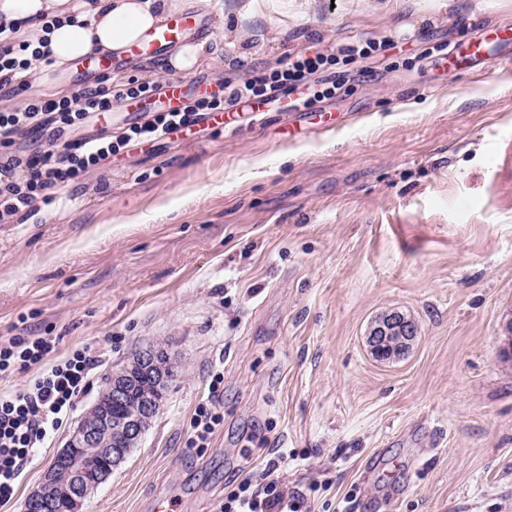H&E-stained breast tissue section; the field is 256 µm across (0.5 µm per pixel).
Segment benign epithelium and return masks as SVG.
Returning a JSON list of instances; mask_svg holds the SVG:
<instances>
[{"mask_svg": "<svg viewBox=\"0 0 512 512\" xmlns=\"http://www.w3.org/2000/svg\"><path fill=\"white\" fill-rule=\"evenodd\" d=\"M416 336L413 321L399 311H392L371 325L367 344L375 359L386 361L407 354ZM137 362L139 370L150 372L155 383L162 385L166 382L169 365L159 361L153 350L140 352ZM134 379L135 374L127 367L108 378L95 403L99 408L97 420L78 425L66 447L55 456L39 486L28 497L26 512H54L57 483L63 473L70 481L67 512H82L88 495L125 460L145 432V417L114 421L110 406L124 398Z\"/></svg>", "mask_w": 512, "mask_h": 512, "instance_id": "obj_1", "label": "benign epithelium"}]
</instances>
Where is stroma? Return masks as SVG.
<instances>
[{"label": "stroma", "instance_id": "obj_1", "mask_svg": "<svg viewBox=\"0 0 512 512\" xmlns=\"http://www.w3.org/2000/svg\"><path fill=\"white\" fill-rule=\"evenodd\" d=\"M223 2L195 77L336 54L342 86L313 104L330 123L308 129L284 93L0 226V339L56 336L48 367L85 346L103 359L0 512H24L106 378L159 343L179 376L84 512H219L268 468L299 512H512V45L443 65L511 29L512 0ZM367 41L374 58L340 53ZM391 310L418 336L379 361L366 337ZM211 402L224 421L189 447Z\"/></svg>", "mask_w": 512, "mask_h": 512}]
</instances>
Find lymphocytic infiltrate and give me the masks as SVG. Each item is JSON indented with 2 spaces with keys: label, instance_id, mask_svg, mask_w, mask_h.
<instances>
[{
  "label": "lymphocytic infiltrate",
  "instance_id": "lymphocytic-infiltrate-1",
  "mask_svg": "<svg viewBox=\"0 0 512 512\" xmlns=\"http://www.w3.org/2000/svg\"><path fill=\"white\" fill-rule=\"evenodd\" d=\"M16 25H0V96L24 91L37 64L48 55L16 40ZM334 55L320 51L287 57L271 72L225 85L223 94L203 97L176 112L156 111L151 119L130 125L120 134H84L92 116L111 111L114 104L145 99L154 83L103 76L68 96L29 98L22 106L0 110V224H14L56 190L79 181L86 173L112 163L129 147L149 144L197 125L204 113L227 106L274 101L281 90L300 91L299 105L333 97L340 87L330 77ZM37 135L45 146L26 155L16 148L20 136ZM53 336L14 337L0 342V377L25 372L54 351ZM102 364L90 347L43 368L23 389L0 396V503L9 502L26 464L47 437L59 429L86 391L89 376ZM289 492L279 479L262 474L247 478L224 494V512H288Z\"/></svg>",
  "mask_w": 512,
  "mask_h": 512
}]
</instances>
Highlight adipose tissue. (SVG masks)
Wrapping results in <instances>:
<instances>
[{
  "label": "adipose tissue",
  "instance_id": "obj_1",
  "mask_svg": "<svg viewBox=\"0 0 512 512\" xmlns=\"http://www.w3.org/2000/svg\"><path fill=\"white\" fill-rule=\"evenodd\" d=\"M181 12L212 17L215 30L224 28V11L215 0H0V22L18 23L21 42L47 39L52 69L60 72L93 52H123Z\"/></svg>",
  "mask_w": 512,
  "mask_h": 512
}]
</instances>
